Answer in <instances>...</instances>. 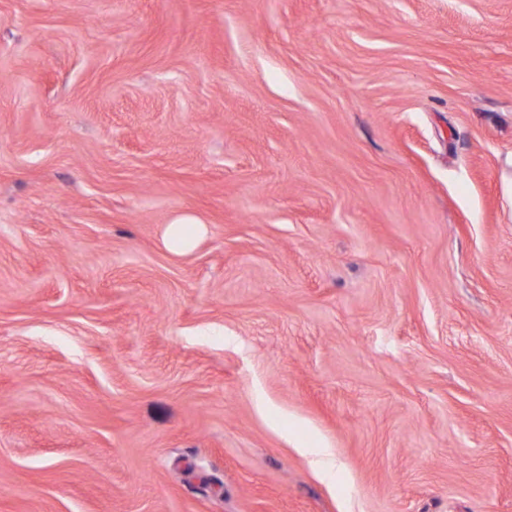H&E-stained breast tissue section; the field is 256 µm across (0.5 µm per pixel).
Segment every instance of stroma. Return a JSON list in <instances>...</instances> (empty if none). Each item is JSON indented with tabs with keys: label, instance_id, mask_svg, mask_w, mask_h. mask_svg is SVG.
Here are the masks:
<instances>
[{
	"label": "stroma",
	"instance_id": "1",
	"mask_svg": "<svg viewBox=\"0 0 512 512\" xmlns=\"http://www.w3.org/2000/svg\"><path fill=\"white\" fill-rule=\"evenodd\" d=\"M0 512H512V0H0ZM204 224H167L165 242L168 249L175 254H182L194 247Z\"/></svg>",
	"mask_w": 512,
	"mask_h": 512
}]
</instances>
